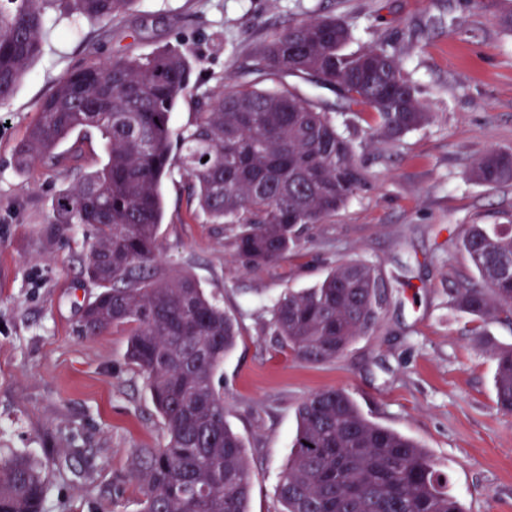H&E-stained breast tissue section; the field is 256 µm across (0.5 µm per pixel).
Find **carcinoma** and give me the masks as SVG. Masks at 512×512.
<instances>
[{
  "mask_svg": "<svg viewBox=\"0 0 512 512\" xmlns=\"http://www.w3.org/2000/svg\"><path fill=\"white\" fill-rule=\"evenodd\" d=\"M135 2L0 0V103L42 55L49 16L106 27ZM350 39V27L333 14L297 21L264 46L255 73L332 86L347 111L371 108L378 118L372 134L392 141L426 124L431 114L396 53L383 45L351 53ZM196 61L163 46L65 74L14 154L24 173L54 159L68 140L75 161L84 135L104 141V160L55 195L45 235L64 226L93 229L84 271L99 292L76 330L89 337L127 332L128 359L145 375L162 420L165 443L140 449L132 470L142 512H249L252 491L245 445L227 426L214 384L238 329L193 276L159 259L161 181L175 170L190 179L208 223L238 225L236 254L251 267L282 259L297 225L322 223L365 183L334 111L286 86L203 89L191 81ZM187 96L196 97L198 112L177 129L172 114ZM473 176L487 186L512 180V150L487 152ZM462 247L482 285L452 289L454 308L484 324L512 323V278L504 275L512 267V228L472 224ZM381 305L373 268L347 261L314 287L279 297L273 326L299 359L328 362L373 328ZM491 358L496 406L511 415L512 346L492 348ZM46 495L32 457L0 455V512H46ZM276 495L280 512H465L422 446L368 419L341 389L298 406Z\"/></svg>",
  "mask_w": 512,
  "mask_h": 512,
  "instance_id": "1",
  "label": "carcinoma"
}]
</instances>
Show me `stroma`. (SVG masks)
I'll use <instances>...</instances> for the list:
<instances>
[{
	"mask_svg": "<svg viewBox=\"0 0 512 512\" xmlns=\"http://www.w3.org/2000/svg\"><path fill=\"white\" fill-rule=\"evenodd\" d=\"M323 13L349 25L347 51L397 48L432 120L388 141L371 135L369 107L338 116L364 188L324 223L301 225L295 248L262 267L237 259L235 225L198 216L186 178L160 186L162 261L191 273L239 326L215 383L251 463L250 512H278L297 408L329 389L425 448L466 512H512V415L496 406L491 359L512 344V325H478L450 304L455 284L480 281L461 246L470 225L512 215V180L489 187L471 175L490 149L512 148V30L499 0H138L106 28L50 19L43 56L0 105V453L42 463L48 512H140L130 463L165 431L125 331L74 329L97 293L82 266L92 232L49 241L44 229L53 194L98 165L104 145L94 134L80 161L63 145L56 165L18 173L14 148L38 103L67 72L165 45L197 57L194 84L237 86L275 31ZM351 259L374 267L383 292L373 329L331 362L281 348L273 303Z\"/></svg>",
	"mask_w": 512,
	"mask_h": 512,
	"instance_id": "1",
	"label": "stroma"
}]
</instances>
